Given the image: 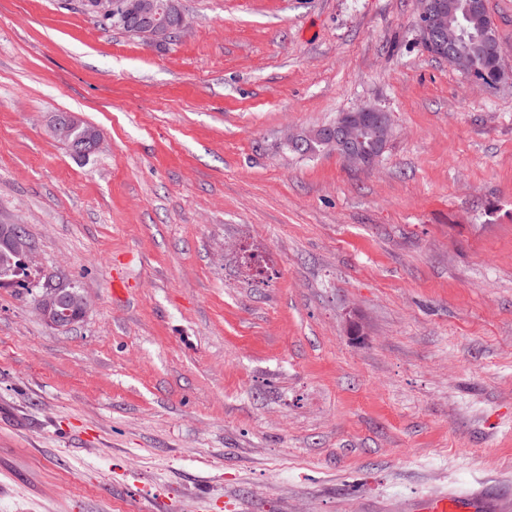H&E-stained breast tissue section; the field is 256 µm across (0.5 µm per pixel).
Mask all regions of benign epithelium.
I'll return each instance as SVG.
<instances>
[{"instance_id":"benign-epithelium-1","label":"benign epithelium","mask_w":512,"mask_h":512,"mask_svg":"<svg viewBox=\"0 0 512 512\" xmlns=\"http://www.w3.org/2000/svg\"><path fill=\"white\" fill-rule=\"evenodd\" d=\"M417 5L424 49L431 55L448 60V63L467 74L474 73L471 58L458 54L455 30L448 26V0H417ZM92 9L100 18H119L125 27L134 30L148 45L165 42L186 27V17L174 0H170L165 9L157 7L154 0H93ZM384 122V112L366 105L340 116L335 125L329 127L330 133L317 129L313 135L327 137L338 144V155L347 164L366 167L373 165L377 156L362 148V133ZM102 145L101 134L91 132L74 146L73 154H95ZM0 241L10 246L21 245L20 255L32 261V244L30 240L21 238L17 225H1ZM36 309L49 324L67 327L87 314L88 302L77 291L75 284L61 277H50L43 285Z\"/></svg>"}]
</instances>
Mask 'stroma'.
<instances>
[{"label": "stroma", "mask_w": 512, "mask_h": 512, "mask_svg": "<svg viewBox=\"0 0 512 512\" xmlns=\"http://www.w3.org/2000/svg\"><path fill=\"white\" fill-rule=\"evenodd\" d=\"M145 45L78 0H0V512H387L512 496L507 76L422 47L416 0H179ZM370 104L369 167L289 153ZM98 129L77 157L52 132ZM266 256L258 270L243 251ZM87 298L57 328L48 275ZM19 225L15 224H1L0 226V241L13 247L16 243L21 245L19 251L20 255L23 256L27 261L32 262L33 252L32 244L29 239H21V235L18 231ZM475 497L477 494L469 493L467 491L458 492L449 494L448 491L445 493H441L440 495L432 496L428 499H426L423 502V505H421V509L419 511L423 512H451L452 510H455L454 502L455 498L460 497Z\"/></svg>", "instance_id": "35a3bbf8"}]
</instances>
